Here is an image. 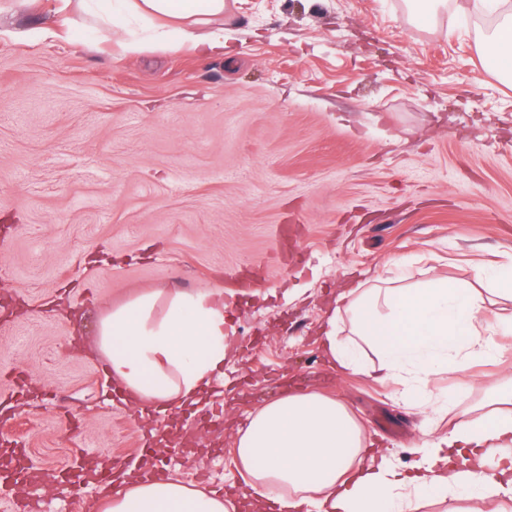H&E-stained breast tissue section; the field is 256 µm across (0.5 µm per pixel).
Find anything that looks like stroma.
Instances as JSON below:
<instances>
[{"label": "stroma", "instance_id": "35a3bbf8", "mask_svg": "<svg viewBox=\"0 0 512 512\" xmlns=\"http://www.w3.org/2000/svg\"><path fill=\"white\" fill-rule=\"evenodd\" d=\"M221 58L124 55L141 23L96 38L0 39V298L16 310L0 427L20 423L40 512H87L72 458L134 468L147 425L96 350L98 317L134 296L224 289V376L160 450L172 476L234 490L250 476L236 433L288 385L340 399L369 442L410 468L412 448L512 383V336L487 297L478 329L498 362L438 372L440 412L366 368L329 364L321 326L336 294L435 276L482 287L512 262V85L479 53L494 0H448L426 26L408 0H226Z\"/></svg>", "mask_w": 512, "mask_h": 512}]
</instances>
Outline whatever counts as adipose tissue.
I'll return each mask as SVG.
<instances>
[{
    "label": "adipose tissue",
    "mask_w": 512,
    "mask_h": 512,
    "mask_svg": "<svg viewBox=\"0 0 512 512\" xmlns=\"http://www.w3.org/2000/svg\"><path fill=\"white\" fill-rule=\"evenodd\" d=\"M101 22V42L133 16L151 27L157 44L170 42L202 58L224 54L227 38L217 19L224 0H52L49 22L6 37L58 38L74 4ZM210 26L206 36L196 30ZM483 294L437 278L421 288H350L323 331L332 364L361 370L360 345L380 357L387 380L429 405L440 370L496 359L499 348L476 326ZM224 293H177L159 300L146 293L102 316L97 349L141 415L196 405L224 367ZM347 319L352 341L337 337ZM485 419L461 417L446 435L414 449L413 473L389 451L368 449L363 430L339 400L289 391L264 403L236 438L237 458L252 478L255 499L274 500L278 512H405L421 493L444 498L457 490L491 502L512 500V391L488 398ZM119 488L89 503V512H227L222 492L172 478L120 477Z\"/></svg>",
    "instance_id": "1"
}]
</instances>
